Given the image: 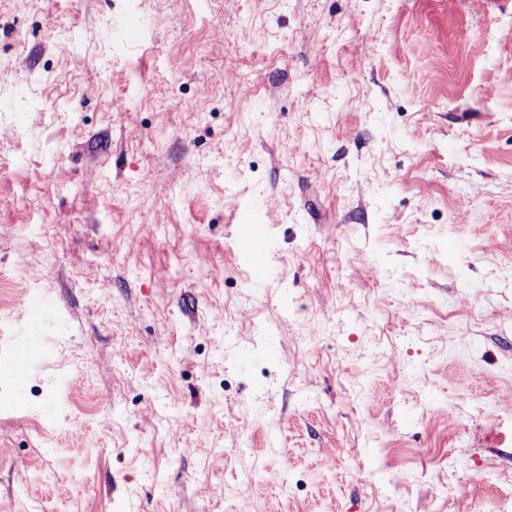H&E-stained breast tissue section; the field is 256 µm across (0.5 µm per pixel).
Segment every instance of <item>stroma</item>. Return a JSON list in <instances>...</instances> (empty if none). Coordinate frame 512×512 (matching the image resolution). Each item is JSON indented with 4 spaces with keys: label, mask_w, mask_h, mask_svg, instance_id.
Returning <instances> with one entry per match:
<instances>
[{
    "label": "stroma",
    "mask_w": 512,
    "mask_h": 512,
    "mask_svg": "<svg viewBox=\"0 0 512 512\" xmlns=\"http://www.w3.org/2000/svg\"><path fill=\"white\" fill-rule=\"evenodd\" d=\"M12 361L0 512H512V0H0Z\"/></svg>",
    "instance_id": "35a3bbf8"
}]
</instances>
